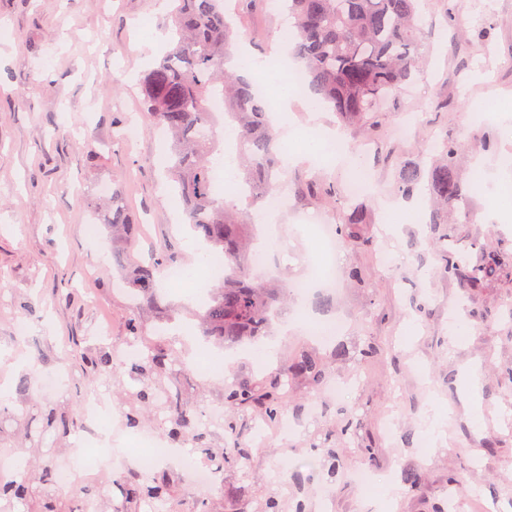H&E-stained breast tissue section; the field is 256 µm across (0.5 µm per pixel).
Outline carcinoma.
<instances>
[{"label": "carcinoma", "mask_w": 512, "mask_h": 512, "mask_svg": "<svg viewBox=\"0 0 512 512\" xmlns=\"http://www.w3.org/2000/svg\"><path fill=\"white\" fill-rule=\"evenodd\" d=\"M420 0H284L293 19L294 41L290 54L303 65L306 88L313 103L331 108L345 122L367 132L384 118L385 105L403 91L418 66L419 36L425 22ZM177 39L140 80L144 115L162 129L170 142L167 174L181 198L188 223L206 242L207 253L224 257V280L213 286L207 306L198 314L206 336L225 344H238L269 334L272 320L291 293L287 283L270 284L255 275L251 254L254 247L253 213L265 196L288 173L277 134L270 123L265 98L255 85L229 67L238 31L224 13L223 0H178L174 14ZM220 92L224 111L239 133L234 155L243 173L231 194L219 193L212 176L213 160L224 154L217 149L224 130L219 128L209 100ZM432 150L438 163L428 180L433 196L432 224L448 223V211L470 198L473 186L459 170L463 146L441 138ZM421 168L409 162L396 169L398 191L413 196L420 187ZM297 192L312 200L336 199L343 190L297 169L292 174ZM245 195L249 207L238 206L236 196ZM105 223L112 225V255L122 267V278L134 310L161 309L155 271L158 263L133 258L137 247V225L131 223L118 190ZM370 223L363 203L348 208L338 235L360 234ZM451 236L439 239L441 272L462 279L469 289L483 287L502 266L512 263V254L501 250L480 251L476 262L448 247ZM306 377L320 383L322 362L309 354L293 359L278 373L273 385H243L231 390L227 405L259 404L270 420L278 418L283 395L282 379ZM76 415H47L45 427L66 437ZM164 499L170 495L165 482L150 485L127 483L123 495L135 504L142 495ZM0 498L29 501L31 512H62L64 504L56 492L34 485L30 469L22 476L0 483Z\"/></svg>", "instance_id": "carcinoma-1"}]
</instances>
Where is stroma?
I'll return each mask as SVG.
<instances>
[{
	"label": "stroma",
	"instance_id": "obj_1",
	"mask_svg": "<svg viewBox=\"0 0 512 512\" xmlns=\"http://www.w3.org/2000/svg\"><path fill=\"white\" fill-rule=\"evenodd\" d=\"M225 7L256 58L281 51L283 18L263 0H225ZM172 9L171 0H0V32L9 34L0 39V384L8 386L0 413L13 420L0 460L74 459L85 444L82 428L48 446L28 441L27 432L48 413H79L96 397L111 405L113 445L129 448L143 433L167 440L177 414L137 402L155 373L121 358L131 345L142 362L167 353L169 396L206 434L200 444L189 435L175 442L177 459L155 472L166 475L172 497H143L135 512H457L448 486L454 475L464 489L458 512H512V316L503 310L512 304V266L472 291L442 275L437 249L446 231L458 250L480 245L511 253L512 210L483 191L450 212L447 226H435L427 189L408 200L394 186L400 165L419 158L431 166L427 145L445 136L463 145L464 178L512 170V135L501 121L471 122L495 100L512 114V0H463L453 27L441 0H427L425 63L407 95L391 104L378 131L342 128L350 146L369 147L373 187L366 198L371 222L360 237L342 240L337 264L361 266L366 283L343 277L336 290L288 301L290 312L314 320L341 318L340 335L287 331L280 315L271 336L230 348L206 342L192 316L196 303L162 269L157 282L168 311L138 314L139 332H129L130 299L100 210L101 185L121 186L139 226V255L173 246L183 267L198 264L203 248L163 175L166 145L156 124L141 117L136 87L168 47ZM407 112L417 114L418 125L394 139L392 125ZM133 117L141 131L129 149L119 133ZM288 200V212L257 225L256 233L280 241L262 278L297 283L311 273L312 225L339 224L346 206L294 192ZM386 203L400 204L402 223L384 226ZM386 250L393 254L388 269L379 260ZM20 323L30 339L16 336ZM369 346L374 354L362 360ZM204 347L223 356L221 377L196 375L191 358ZM301 353L322 360L326 380L290 379L279 420L251 406L225 410L221 423L209 420L210 407L223 404L229 389L266 380ZM104 354L112 359L108 376L98 372ZM471 370L480 377L474 399L465 386ZM47 372L61 375L56 391L40 386ZM339 380L350 386L342 396L331 391ZM476 404L496 409L498 423L474 416ZM434 405L447 418L440 443L429 441L423 423ZM206 447L237 448L242 456L225 459L219 487L197 491L190 469L207 467ZM360 464L395 493L363 497L350 476ZM410 475L415 485H406ZM151 476L129 458L100 475L102 512L127 510L117 481L147 485Z\"/></svg>",
	"mask_w": 512,
	"mask_h": 512
}]
</instances>
